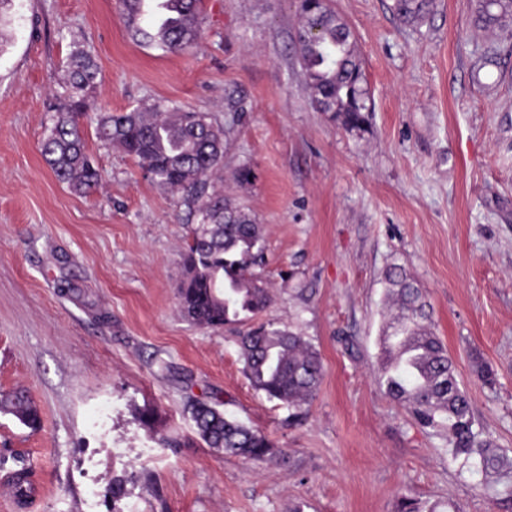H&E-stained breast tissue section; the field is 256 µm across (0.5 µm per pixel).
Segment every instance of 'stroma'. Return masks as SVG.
<instances>
[{
  "mask_svg": "<svg viewBox=\"0 0 512 512\" xmlns=\"http://www.w3.org/2000/svg\"><path fill=\"white\" fill-rule=\"evenodd\" d=\"M330 3L374 103L361 131L313 102L298 0H203L201 40L178 53L132 40L118 0H15L0 54V393L26 391L42 424L0 413V512H396L404 497L422 512H512L446 430L385 395L378 357L384 275L399 264L432 307L476 430L512 460V27L478 28L476 0H433L416 27L393 0ZM76 45L101 70L84 132L102 182L85 195L40 153ZM158 100L226 131L224 192L264 227V317L301 331L323 365L301 421L250 386L241 326L181 317L179 199L95 134L98 113ZM243 164L255 178L240 185ZM193 399L263 431L279 459L207 447Z\"/></svg>",
  "mask_w": 512,
  "mask_h": 512,
  "instance_id": "obj_1",
  "label": "stroma"
}]
</instances>
